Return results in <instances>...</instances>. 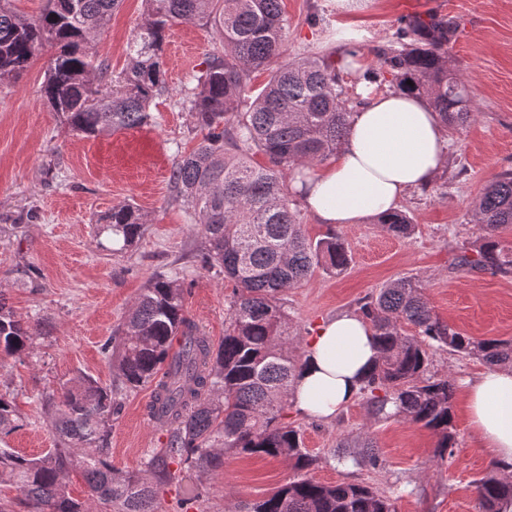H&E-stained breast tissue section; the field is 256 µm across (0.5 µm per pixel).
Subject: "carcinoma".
<instances>
[{
  "label": "carcinoma",
  "mask_w": 512,
  "mask_h": 512,
  "mask_svg": "<svg viewBox=\"0 0 512 512\" xmlns=\"http://www.w3.org/2000/svg\"><path fill=\"white\" fill-rule=\"evenodd\" d=\"M0 0V77H17L51 52L43 97L68 128L87 136L148 123L154 98L167 91L162 59L165 33L175 23L211 26L221 46L192 71L180 99L196 131V146L176 157L170 174L181 203L204 239L203 266L233 283L224 341L213 347L185 314L184 289L155 278L141 290L118 327L113 363L120 384L109 389L82 376L60 398L45 397L56 447L37 458L0 448V478L12 480L28 512H157V488L170 483V465L216 471L233 456L284 460L294 476L248 512H395L391 499L362 482L325 484L310 476L317 464L303 446L301 428L285 420L289 383L300 342L291 334L280 295L315 269L340 274L351 263L336 233L313 241L292 209V180L304 168L336 156L359 100L348 97L341 67L326 55L288 56V18L281 0H145L147 10L127 45L119 76L97 62L94 46L122 0H47L36 19ZM457 27L435 16L400 22L397 46L382 54L368 78L388 73L422 95L442 124L458 131L475 119L463 78L449 63ZM269 71L252 85L254 72ZM412 84H407V81ZM262 153L269 165L256 166ZM478 232L455 254L452 269L512 277V169L498 174L474 206ZM407 238L415 228L401 211L380 220ZM143 217L129 204L112 208L100 232L109 252L133 245ZM371 324L379 360L361 387L368 419L401 417L432 430L438 456H453L455 386L428 374L430 357L449 350L489 367L512 366V341L474 339L440 321L411 278L396 280L359 301ZM37 327L17 319L0 291V349L20 358L33 347ZM155 383L150 413L173 426L167 447L146 462L155 482L120 471L109 459V422L126 389ZM395 411L386 410L388 404ZM20 416L0 393V434L20 427ZM352 465L377 466L370 437L354 445ZM80 470L88 485L72 498L66 477ZM481 512H501L512 501V480L491 470L474 482Z\"/></svg>",
  "instance_id": "obj_1"
}]
</instances>
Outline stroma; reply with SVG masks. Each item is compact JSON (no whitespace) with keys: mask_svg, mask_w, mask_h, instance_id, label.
<instances>
[{"mask_svg":"<svg viewBox=\"0 0 512 512\" xmlns=\"http://www.w3.org/2000/svg\"><path fill=\"white\" fill-rule=\"evenodd\" d=\"M288 51L329 53L340 48L337 31L357 30V56L374 67L376 50L396 44L401 20L444 16L465 32L449 47L452 65L465 78L476 117L448 131L449 162L430 185L409 192L400 209L414 233L397 238L376 221L340 228L352 256L341 274L316 271L283 295L293 330L307 338L328 318L353 312L364 296L401 277L425 287L440 320L476 339L512 338V277L454 273L450 263L477 226L471 210L486 185L512 169V0H366L353 16L339 15L333 0H283ZM144 0H123L96 45L100 61L121 72ZM219 35L215 29L178 23L166 32L163 60L168 93L151 106L152 120L131 130L86 136L69 132L41 98L50 53L38 56L16 80H0V291L17 317L36 325L32 355L0 353V392L7 394L21 426L0 436V448L28 457L44 455L54 433L41 404L62 395L82 375L104 387L118 374L104 344L123 322L134 299L162 275L186 289V310L200 334L221 344L232 286L200 266L205 243L189 213L173 200L169 176L177 152L195 141L191 118L178 100L189 74L199 69ZM136 206L145 232L125 253L101 248L98 226L112 208ZM152 385L126 393L112 419L109 444L115 468L140 473L165 447L169 426L152 421ZM287 419L301 426L304 445L318 463L322 483L360 481L390 497L396 512H480L473 482L496 461L476 445L462 399L454 401L456 449L436 454L438 438L401 418L369 422L357 400L330 421H313L294 408ZM370 432L379 467L339 461V441ZM287 463L263 457L231 459L219 472L180 471L159 487L158 512H242L292 477ZM202 495L186 501L189 488Z\"/></svg>","mask_w":512,"mask_h":512,"instance_id":"1","label":"stroma"}]
</instances>
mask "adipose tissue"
Segmentation results:
<instances>
[{
    "instance_id": "1",
    "label": "adipose tissue",
    "mask_w": 512,
    "mask_h": 512,
    "mask_svg": "<svg viewBox=\"0 0 512 512\" xmlns=\"http://www.w3.org/2000/svg\"><path fill=\"white\" fill-rule=\"evenodd\" d=\"M362 103L332 164L296 176L292 186L321 223L348 226L397 209L447 164L448 141L419 95L373 91L360 64L344 59ZM378 359L373 330L356 313L325 320L306 341L289 393L306 416L334 419L360 396ZM465 407L479 446L512 474V368L495 367L465 384Z\"/></svg>"
}]
</instances>
